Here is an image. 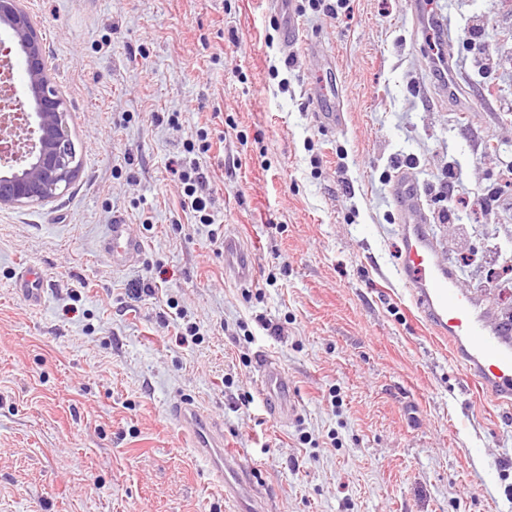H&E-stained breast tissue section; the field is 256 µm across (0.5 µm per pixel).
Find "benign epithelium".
<instances>
[{"label": "benign epithelium", "mask_w": 512, "mask_h": 512, "mask_svg": "<svg viewBox=\"0 0 512 512\" xmlns=\"http://www.w3.org/2000/svg\"><path fill=\"white\" fill-rule=\"evenodd\" d=\"M0 34L22 56L27 75L13 111L0 113V210L46 205L62 197L79 173L68 104L48 77L41 33L21 0H0Z\"/></svg>", "instance_id": "7a95c632"}]
</instances>
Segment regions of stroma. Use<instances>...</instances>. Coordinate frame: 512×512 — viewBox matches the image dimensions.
I'll use <instances>...</instances> for the list:
<instances>
[{
	"label": "stroma",
	"mask_w": 512,
	"mask_h": 512,
	"mask_svg": "<svg viewBox=\"0 0 512 512\" xmlns=\"http://www.w3.org/2000/svg\"><path fill=\"white\" fill-rule=\"evenodd\" d=\"M24 6L81 168L56 201L0 210V512H228L168 415L185 399L223 425L271 512H512V417L391 273L403 160L429 209L454 182L433 232L463 287L486 281L471 246L512 257V0H438L448 86L408 0H350L340 19L297 0L305 41L289 55L269 0ZM322 70L339 131L307 93ZM202 128L212 228L171 171ZM490 189L493 207L471 206ZM119 215L145 249L116 269L99 242ZM215 232L251 248V282L226 278ZM24 264L47 280L41 306L13 290ZM262 355L295 421L269 412ZM259 373L264 390L270 395L273 416L280 422H289L298 415V400L288 387L279 364L266 356L259 362Z\"/></svg>",
	"instance_id": "1"
}]
</instances>
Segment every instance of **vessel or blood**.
<instances>
[{"label": "vessel or blood", "instance_id": "vessel-or-blood-1", "mask_svg": "<svg viewBox=\"0 0 512 512\" xmlns=\"http://www.w3.org/2000/svg\"><path fill=\"white\" fill-rule=\"evenodd\" d=\"M412 10L427 38L442 37L448 29L433 0H410ZM279 24L283 51H291L299 38L295 0H271ZM401 247L396 274L408 288L426 322L448 339L452 354L480 391L495 405L512 409V318L491 303L489 290L460 287L451 265L438 258V248L428 226L433 220L418 180L399 169L392 186ZM101 249L114 267L122 268L140 259L143 242L126 219L113 217ZM224 265L240 282L252 275L250 259L234 236L224 238ZM45 279L33 266L15 277L16 294L31 307L45 298ZM261 383L269 394L272 413L281 422L298 414V400L272 357L259 363ZM170 416L186 431L214 481L224 491L232 512H267L265 500L253 497L255 477L240 449L226 447L224 430L196 402L185 400L173 406Z\"/></svg>", "mask_w": 512, "mask_h": 512}]
</instances>
